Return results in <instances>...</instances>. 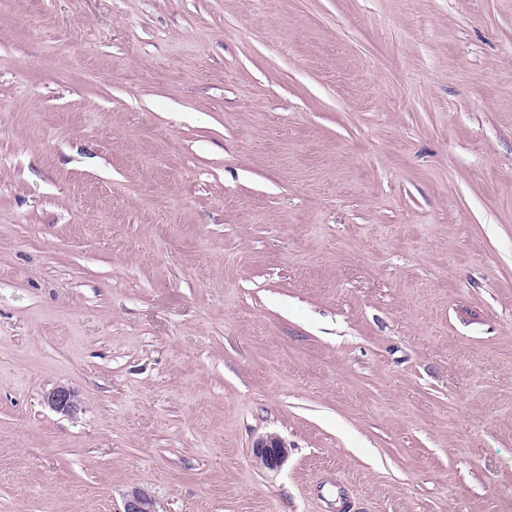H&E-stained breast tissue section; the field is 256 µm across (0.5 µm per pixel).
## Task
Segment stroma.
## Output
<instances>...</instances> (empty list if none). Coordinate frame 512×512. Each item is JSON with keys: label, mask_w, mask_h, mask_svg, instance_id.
Returning a JSON list of instances; mask_svg holds the SVG:
<instances>
[{"label": "stroma", "mask_w": 512, "mask_h": 512, "mask_svg": "<svg viewBox=\"0 0 512 512\" xmlns=\"http://www.w3.org/2000/svg\"><path fill=\"white\" fill-rule=\"evenodd\" d=\"M136 487L512 512V0H0V512ZM46 399L52 409L64 415H73L80 409V402L75 392L64 386L53 388ZM256 461L264 468L275 470L282 466L288 457L286 443L275 435L259 439L253 446Z\"/></svg>", "instance_id": "stroma-1"}]
</instances>
